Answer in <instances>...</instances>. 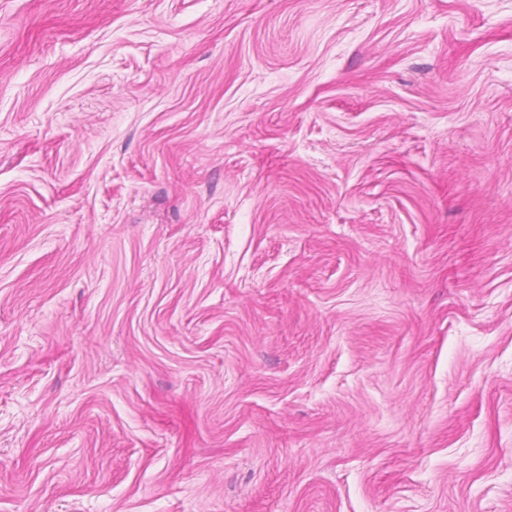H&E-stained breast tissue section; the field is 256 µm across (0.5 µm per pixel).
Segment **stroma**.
I'll return each instance as SVG.
<instances>
[{
	"label": "stroma",
	"mask_w": 512,
	"mask_h": 512,
	"mask_svg": "<svg viewBox=\"0 0 512 512\" xmlns=\"http://www.w3.org/2000/svg\"><path fill=\"white\" fill-rule=\"evenodd\" d=\"M0 512H512V0H0Z\"/></svg>",
	"instance_id": "stroma-1"
}]
</instances>
